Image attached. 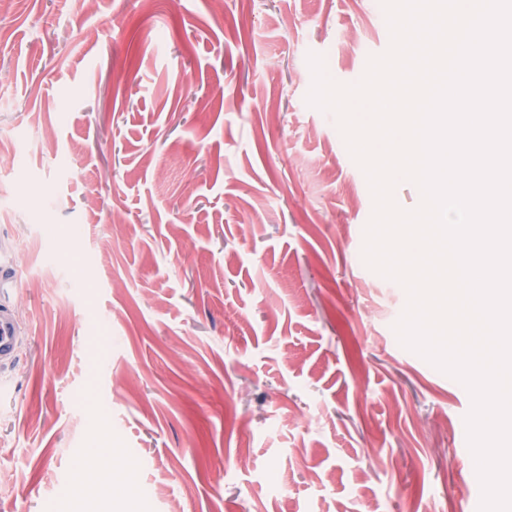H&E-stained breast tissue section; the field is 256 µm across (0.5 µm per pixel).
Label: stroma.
Segmentation results:
<instances>
[{"label":"stroma","instance_id":"obj_1","mask_svg":"<svg viewBox=\"0 0 512 512\" xmlns=\"http://www.w3.org/2000/svg\"><path fill=\"white\" fill-rule=\"evenodd\" d=\"M380 0L0 10V512H478L471 397L404 348L373 200L307 62L357 82ZM16 349V328L8 308L0 305V362L13 358ZM118 459L115 448L103 447L99 443L94 448H87L82 465L85 485L94 487L101 476L112 474Z\"/></svg>","mask_w":512,"mask_h":512}]
</instances>
